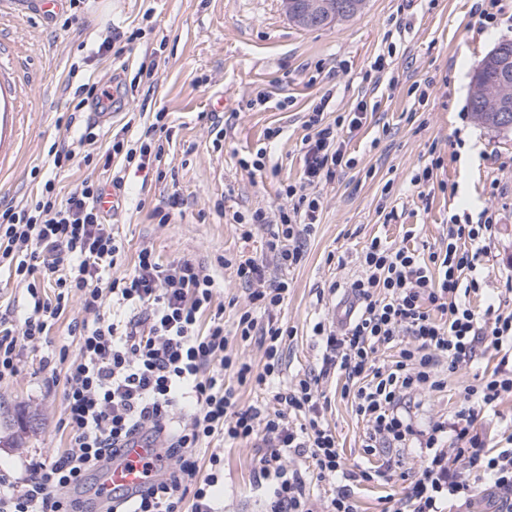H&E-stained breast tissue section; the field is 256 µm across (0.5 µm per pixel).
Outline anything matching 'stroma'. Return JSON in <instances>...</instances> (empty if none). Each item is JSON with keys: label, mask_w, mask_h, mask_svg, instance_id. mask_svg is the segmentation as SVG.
Returning <instances> with one entry per match:
<instances>
[{"label": "stroma", "mask_w": 512, "mask_h": 512, "mask_svg": "<svg viewBox=\"0 0 512 512\" xmlns=\"http://www.w3.org/2000/svg\"><path fill=\"white\" fill-rule=\"evenodd\" d=\"M490 7L496 22L481 23V11ZM116 36L127 40L124 54L98 55L99 44ZM504 40H512V0H366L361 15L319 30L294 25L279 0H82L49 19L0 0V50L19 72L15 79L0 78V123L15 128L14 141L0 155V203L24 202L42 177L55 176L66 193L93 176L79 157L57 175L43 165L54 141L87 127L85 113L73 112L74 94L65 88L70 73L135 83L133 95L113 110L111 124L95 127L98 144L108 145L123 132L138 137L158 111L166 114L169 138L159 169L127 168L119 208L106 216L125 246L112 275L130 274L144 247L165 262L185 257L207 264L232 349L259 365L258 346L233 335L248 292L223 261L264 253L268 229L258 227L252 238H242L228 215L282 204V185L297 180L302 168L303 115L322 95H331L337 112L361 100L374 104L366 124L345 137L356 166L320 185L323 208L304 244V260L281 273L288 296L274 317L294 331L286 342L288 383L320 370L322 349L311 327L319 320L336 322L340 296L328 287L349 286L359 276L357 255L372 237L398 246H441L448 242L452 215L490 208L496 232L483 290L471 303L481 312L505 299L512 281V205L491 200L490 185L512 182V131L478 123L467 94L477 62ZM386 51L398 78L392 87L369 73ZM155 58L160 65L154 69ZM419 84L432 89L427 101L416 97ZM260 92L268 94V103L247 109ZM217 119L228 125L225 138L216 136ZM274 127L282 134L270 149V171L250 174L240 158L262 147L265 132ZM435 158L441 161L436 187L423 200L412 179ZM36 166L41 172L35 178ZM452 183L458 186L453 196L444 190ZM173 197L178 209L168 223H159L153 209L167 208ZM38 367V353L25 351L18 374L0 382V472H20L26 459L68 446L61 394L42 386ZM483 368L480 362L460 367L446 388L423 392L419 422L453 419L465 388L477 384ZM343 384L333 374L320 384L325 421L343 462L365 468V424L343 396ZM264 446L260 439L244 447L216 439L201 450V458L214 452L224 458L219 512H265L269 492L255 477ZM391 456L390 481L355 488L358 512H394L405 497L421 453L397 448Z\"/></svg>", "instance_id": "obj_1"}]
</instances>
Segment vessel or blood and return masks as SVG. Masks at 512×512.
<instances>
[{"instance_id":"b4317fda","label":"vessel or blood","mask_w":512,"mask_h":512,"mask_svg":"<svg viewBox=\"0 0 512 512\" xmlns=\"http://www.w3.org/2000/svg\"><path fill=\"white\" fill-rule=\"evenodd\" d=\"M156 450L150 443L137 438L124 445L97 472V487L101 507H108L113 495L136 496L144 492L154 479L147 467Z\"/></svg>"}]
</instances>
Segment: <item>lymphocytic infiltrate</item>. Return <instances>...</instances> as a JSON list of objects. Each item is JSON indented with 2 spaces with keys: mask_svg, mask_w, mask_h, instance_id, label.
Listing matches in <instances>:
<instances>
[{
  "mask_svg": "<svg viewBox=\"0 0 512 512\" xmlns=\"http://www.w3.org/2000/svg\"><path fill=\"white\" fill-rule=\"evenodd\" d=\"M330 96H322L303 123L298 180L281 190L285 205L274 212H233L242 237L256 225H273L267 257L239 256L231 264L248 286L249 304L236 323L241 340H257L263 365L233 353L224 333L222 312H211L215 279L208 269L181 258L162 263L141 249L134 270L111 277L124 245L99 207L104 188L85 178L60 197L46 180L21 208L0 212V269L7 270L28 295L25 317L0 312V382L14 377L24 349L40 352L39 366L48 386H61L69 446L48 457L28 460L22 476L0 473V512H88L77 496L89 473L118 452L125 441L146 434L161 450L158 477L132 499H113L107 512H218L216 492L224 460L209 457L202 470L198 452L215 437L246 445L264 436L267 446L256 458L260 479L271 492L266 512H313L308 474L291 466L308 455L319 477L337 480L325 512H357L351 483L390 479L391 462L374 469L346 467L336 434L324 420L321 378L344 377V396L366 424L365 454L382 448L423 449L424 461L395 512H441L444 500L471 501L478 482H486L512 501V448H491L471 429L479 413L496 409L512 395V369L503 367L467 387L464 405L453 422L420 427L410 410L414 395L439 390L445 374L474 363L486 351L512 352V310L487 307L477 313L470 297L479 293L489 245L495 233L493 211L452 216L445 249L425 252L373 237L359 255L360 276L350 285L355 309L344 326L316 322L312 334L324 353L319 373L281 387L283 341L291 329L272 320L288 293V283L267 275L268 262L281 269L304 259L301 240L313 233L322 209L318 187L338 170L356 165L342 138L367 121V102L328 118ZM166 125L156 113L137 140L113 138L102 153L103 168L114 160L124 166L152 168L162 154L158 134ZM53 296H46L45 287ZM79 301L80 317L70 314ZM133 311L122 321L107 316V302ZM68 320L78 335V350H49L51 333ZM392 349L390 363L379 351ZM65 373H58V366ZM232 372L236 386L224 383ZM265 386L271 407L242 405L238 387ZM457 447H448L447 437Z\"/></svg>",
  "mask_w": 512,
  "mask_h": 512,
  "instance_id": "f902f5d3",
  "label": "lymphocytic infiltrate"
}]
</instances>
